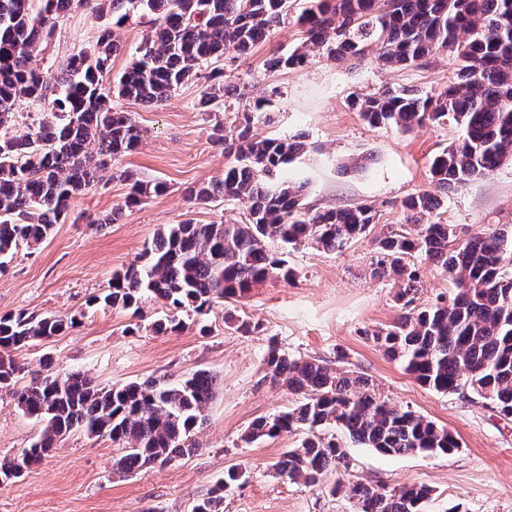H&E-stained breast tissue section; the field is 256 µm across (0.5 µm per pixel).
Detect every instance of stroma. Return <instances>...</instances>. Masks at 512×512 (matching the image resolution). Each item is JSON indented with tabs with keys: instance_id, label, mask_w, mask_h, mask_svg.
I'll return each instance as SVG.
<instances>
[{
	"instance_id": "stroma-1",
	"label": "stroma",
	"mask_w": 512,
	"mask_h": 512,
	"mask_svg": "<svg viewBox=\"0 0 512 512\" xmlns=\"http://www.w3.org/2000/svg\"><path fill=\"white\" fill-rule=\"evenodd\" d=\"M99 27L90 9L72 7L37 52V65L48 67L94 44ZM300 38L298 26L288 22L224 71L245 100L276 91L272 121L256 124L258 135L304 136L307 149L286 166L284 180L304 185L305 201L315 208L373 205L378 222L370 237L335 252L288 251L294 277L266 281L237 306L238 314L260 326L249 335L225 328L220 307L206 317L207 332L190 321L179 331L156 334L150 324L165 315L162 304L146 302L138 318L96 304L113 273L128 267L160 228L185 221L235 222L244 211L224 202L196 205L185 196L189 187L222 177L224 149L214 144L212 129L218 122L230 125L240 101L227 100L213 115L199 111L204 85L195 81L157 108L123 102L145 136L119 166L166 183L167 191L129 207L125 183L112 180L77 197L65 223L55 225L41 244L19 247L0 271V314L76 315V325L65 334L15 351L16 360L33 370L46 363L82 369L104 386L163 376L177 381L198 370L215 375V398L197 434L200 449L188 459L121 476L112 471L118 448L111 439L77 431L23 477L0 484V512H192L233 465L246 468L247 479L225 494L222 512H353L346 495L331 491L336 474L316 487L275 475L274 463L298 445L299 435L286 433L251 446L241 440L252 420L288 410L295 401L265 375L263 360L272 343L296 357L344 359L347 367L370 376L389 403L448 428L460 442L449 455L388 456L348 446L350 480L389 490L427 486V512H512V420L482 403L420 385L368 336L399 315L393 277L371 275L375 240L404 224L406 197L436 193L431 160L458 131L448 123L407 133L373 126L351 100L388 87L436 90L454 79L453 66L438 56L417 66L388 68L371 50L351 62L319 55L300 69L265 71L271 52H289ZM117 208L121 218L95 227L96 218ZM438 220L453 225L460 243L482 228L511 229L512 158L449 193ZM38 433V424L16 409L9 392H0V461L29 447Z\"/></svg>"
}]
</instances>
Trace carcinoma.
I'll return each instance as SVG.
<instances>
[{
	"instance_id": "obj_1",
	"label": "carcinoma",
	"mask_w": 512,
	"mask_h": 512,
	"mask_svg": "<svg viewBox=\"0 0 512 512\" xmlns=\"http://www.w3.org/2000/svg\"><path fill=\"white\" fill-rule=\"evenodd\" d=\"M297 17L301 44L288 55L272 54L266 70L301 68L316 53L337 61L378 52L383 64L408 67L445 56L454 81L438 91L386 88L352 101L374 126L411 132L429 123H454L457 141L436 155L432 181L443 196L418 193L403 208L410 227L387 230L371 262L374 277L399 282L400 309L390 325L370 339L421 385L440 394L494 404L512 417V238L482 230L456 242L449 224L432 221L448 192L484 177L512 157V0H309ZM90 5L102 20L95 44L72 53L58 69L31 65L33 52L52 36L73 5ZM293 0H0V268L19 246L37 245L67 219L73 200L103 183H127V205L165 191L160 182L115 169L120 157L144 138L132 113L114 105L129 100L157 107L181 85L204 79L200 106L213 112L221 99L239 95L215 66L232 51L251 53L269 40L291 14ZM154 16V30L112 85V57L122 45L118 30L133 16ZM270 94L245 104L233 127L214 125V143L224 146V175L190 190L208 205L223 200L244 205L245 221L234 224L185 221L153 237L137 261L112 275L99 302L136 316L146 300L164 305L156 333L184 327L180 313L208 316L224 305V325L242 334L258 326L229 307L269 279L294 276L287 260L271 250L309 245L333 252L370 234L377 211L312 209L301 186L277 182L281 170L304 150L303 136L253 134L255 116L271 121ZM39 102L37 122L18 129V106ZM431 262L450 274L452 288L420 304L419 265ZM74 317L19 311L0 315V389L11 391L16 408L40 424L30 447L0 463V478L22 477L72 432L107 436L120 448L113 469L127 475L153 464L193 456L196 430L215 394L217 379L198 370L176 383L147 379L120 386L97 384L80 370L38 375L15 388L21 348L64 333ZM266 376L298 400L288 410L255 419L242 435L248 444L284 432L303 439L273 465L290 482L313 487L333 470L349 469L335 428L361 447L391 456L450 454L455 435L408 408H398L367 376L323 360L288 355L275 345L264 358ZM247 471L232 467L215 495L193 512H219L223 493ZM354 512H424L431 495L424 485L388 490L380 485L343 484Z\"/></svg>"
}]
</instances>
